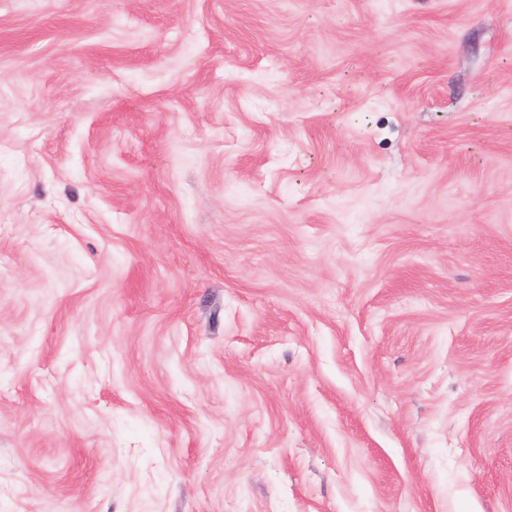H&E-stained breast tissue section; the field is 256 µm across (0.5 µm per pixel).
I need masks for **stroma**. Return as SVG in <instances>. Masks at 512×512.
Returning a JSON list of instances; mask_svg holds the SVG:
<instances>
[{
    "mask_svg": "<svg viewBox=\"0 0 512 512\" xmlns=\"http://www.w3.org/2000/svg\"><path fill=\"white\" fill-rule=\"evenodd\" d=\"M0 512H512V0H0Z\"/></svg>",
    "mask_w": 512,
    "mask_h": 512,
    "instance_id": "35a3bbf8",
    "label": "stroma"
}]
</instances>
